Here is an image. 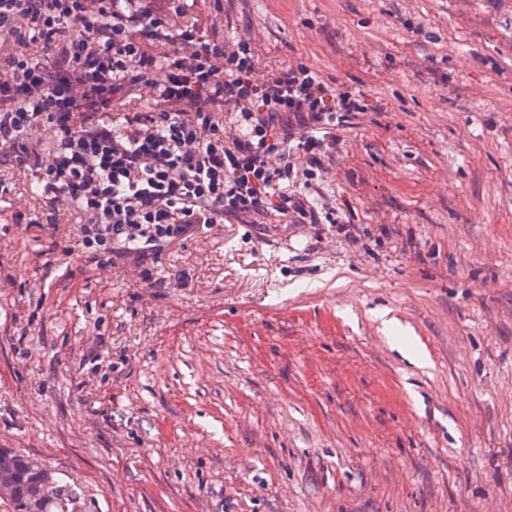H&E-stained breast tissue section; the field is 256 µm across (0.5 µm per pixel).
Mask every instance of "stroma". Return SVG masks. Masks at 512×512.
Wrapping results in <instances>:
<instances>
[{"label":"stroma","instance_id":"1","mask_svg":"<svg viewBox=\"0 0 512 512\" xmlns=\"http://www.w3.org/2000/svg\"><path fill=\"white\" fill-rule=\"evenodd\" d=\"M269 60L363 92L310 195L165 283L0 219V448L80 512H512V0H248Z\"/></svg>","mask_w":512,"mask_h":512}]
</instances>
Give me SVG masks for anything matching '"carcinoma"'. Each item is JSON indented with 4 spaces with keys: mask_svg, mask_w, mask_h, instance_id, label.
Returning <instances> with one entry per match:
<instances>
[{
    "mask_svg": "<svg viewBox=\"0 0 512 512\" xmlns=\"http://www.w3.org/2000/svg\"><path fill=\"white\" fill-rule=\"evenodd\" d=\"M15 481L13 494L5 505L6 512H78V495L70 485L54 476L46 481L31 472L27 459L9 451Z\"/></svg>",
    "mask_w": 512,
    "mask_h": 512,
    "instance_id": "cac0c4a2",
    "label": "carcinoma"
}]
</instances>
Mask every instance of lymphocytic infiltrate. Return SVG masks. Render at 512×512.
<instances>
[{
	"label": "lymphocytic infiltrate",
	"mask_w": 512,
	"mask_h": 512,
	"mask_svg": "<svg viewBox=\"0 0 512 512\" xmlns=\"http://www.w3.org/2000/svg\"><path fill=\"white\" fill-rule=\"evenodd\" d=\"M240 0H0V204L14 224L136 287L173 245L217 224L322 218L314 180L362 94L228 35Z\"/></svg>",
	"instance_id": "lymphocytic-infiltrate-1"
}]
</instances>
